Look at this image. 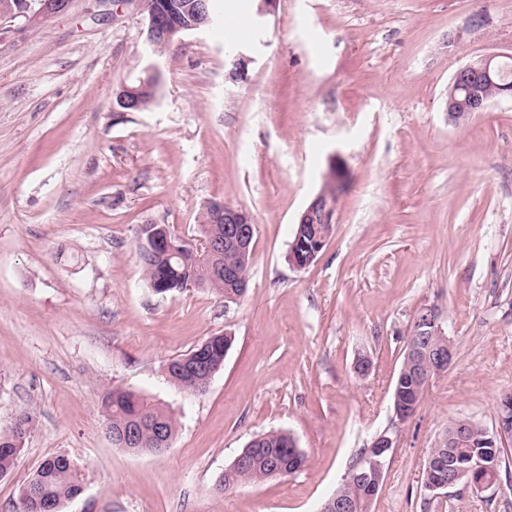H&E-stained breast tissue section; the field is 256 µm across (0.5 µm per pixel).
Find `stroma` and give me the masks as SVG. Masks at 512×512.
I'll return each mask as SVG.
<instances>
[{
    "instance_id": "1",
    "label": "stroma",
    "mask_w": 512,
    "mask_h": 512,
    "mask_svg": "<svg viewBox=\"0 0 512 512\" xmlns=\"http://www.w3.org/2000/svg\"><path fill=\"white\" fill-rule=\"evenodd\" d=\"M220 18L160 55L138 0L108 17L74 0L33 27L0 18V428L36 415L0 512L54 454L86 474L64 512H318L384 432L396 446L371 512H512V438L500 489L424 488L449 421L494 429L512 391V99L460 126L444 112L459 67L512 54V0H278L271 15L250 4ZM238 23L251 38L226 40ZM152 63L154 104L119 111L116 92ZM334 156L333 231L293 268L297 218ZM212 199L255 224L247 294H155L137 268L140 227L191 235ZM426 306L455 356L402 423L393 384ZM220 334L232 345L203 394L165 378ZM114 388L174 413L171 448L113 445L100 403ZM272 430L306 466L216 491Z\"/></svg>"
}]
</instances>
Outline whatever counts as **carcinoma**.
I'll return each mask as SVG.
<instances>
[{
	"label": "carcinoma",
	"instance_id": "1",
	"mask_svg": "<svg viewBox=\"0 0 512 512\" xmlns=\"http://www.w3.org/2000/svg\"><path fill=\"white\" fill-rule=\"evenodd\" d=\"M197 235L221 237L224 225L209 223V214L202 211L199 215ZM139 268L144 280L158 294L180 291L199 274L196 258L187 255L183 259L170 262H157L146 256L142 246H137ZM225 336L208 337L209 344L201 349L203 359L212 368L224 365ZM187 355L178 356L170 361L169 381L182 391L197 395L206 391L205 372H188L182 369L181 362ZM393 392L399 393L407 405H419L421 397L410 388V383L395 379ZM101 411L105 427L113 431L134 429L144 448H154L155 429L164 433V439L173 441L177 432V421L172 413L143 395L129 390L114 389L105 394L101 402ZM36 426V415L32 411L18 413L11 425L0 429V479L7 477L25 450L26 439ZM258 451L252 462L230 474H220L215 482L219 492L237 489L245 484L260 483L267 480L269 464L276 461L288 475L306 465L307 457L301 451L289 446L288 433L269 431L260 435L256 443ZM84 491V482L79 466L64 454L51 455L43 460L20 488L16 504L24 507L23 512H43L44 504H53V512H62L64 504L78 498Z\"/></svg>",
	"mask_w": 512,
	"mask_h": 512
}]
</instances>
